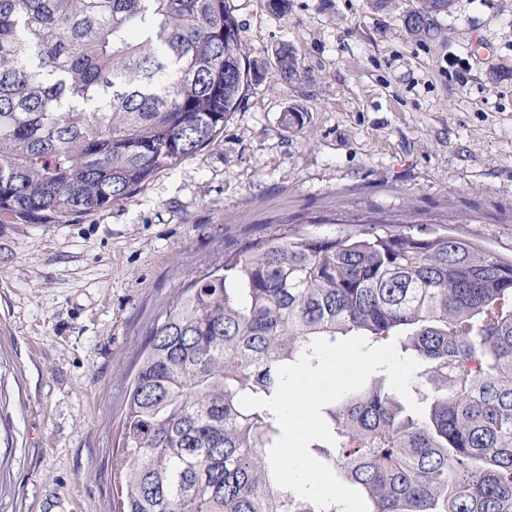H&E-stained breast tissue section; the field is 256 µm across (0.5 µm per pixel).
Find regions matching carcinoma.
I'll return each instance as SVG.
<instances>
[{"label":"carcinoma","instance_id":"cac0c4a2","mask_svg":"<svg viewBox=\"0 0 512 512\" xmlns=\"http://www.w3.org/2000/svg\"><path fill=\"white\" fill-rule=\"evenodd\" d=\"M455 0H409L436 38ZM280 76L300 77L294 49ZM262 66L229 0H0V223L130 197L210 145ZM396 341L423 413L380 373L322 409L310 444L368 512H512V258L429 224L280 228L195 274L137 362L112 471L118 512H340L278 487V368L323 338Z\"/></svg>","mask_w":512,"mask_h":512}]
</instances>
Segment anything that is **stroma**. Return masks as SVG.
<instances>
[{
	"instance_id": "obj_1",
	"label": "stroma",
	"mask_w": 512,
	"mask_h": 512,
	"mask_svg": "<svg viewBox=\"0 0 512 512\" xmlns=\"http://www.w3.org/2000/svg\"><path fill=\"white\" fill-rule=\"evenodd\" d=\"M229 2L264 74L212 144L105 208L0 225V512H113L129 376L162 306L279 225L432 224L512 254V78L490 77L512 70V0H456L426 42L371 0ZM275 58L280 76L285 81L297 80L300 77L298 58L291 46H279L275 51Z\"/></svg>"
}]
</instances>
